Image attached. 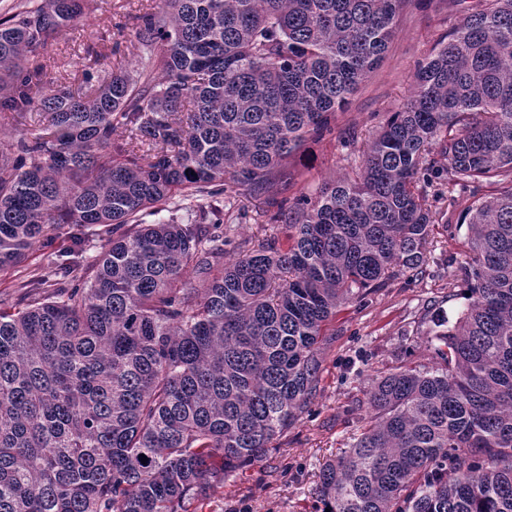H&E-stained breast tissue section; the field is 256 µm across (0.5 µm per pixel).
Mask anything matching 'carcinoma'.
Returning a JSON list of instances; mask_svg holds the SVG:
<instances>
[{
    "mask_svg": "<svg viewBox=\"0 0 512 512\" xmlns=\"http://www.w3.org/2000/svg\"><path fill=\"white\" fill-rule=\"evenodd\" d=\"M406 3L161 0L136 16L148 63L84 71L89 98L43 92L36 60L87 0L0 18V112L49 115L0 147V270L48 224L112 233L81 275L63 252L0 308V512H189L268 454L317 391L327 322L423 266L438 217L418 183L434 180L476 196L468 303L434 333L437 367L371 381L369 422L318 492L330 512H512V0L418 64L359 172L279 198L288 156L333 133ZM228 185L270 196L293 243L235 241L198 204ZM184 209L196 220L143 221Z\"/></svg>",
    "mask_w": 512,
    "mask_h": 512,
    "instance_id": "cac0c4a2",
    "label": "carcinoma"
}]
</instances>
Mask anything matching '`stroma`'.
<instances>
[{
  "label": "stroma",
  "mask_w": 512,
  "mask_h": 512,
  "mask_svg": "<svg viewBox=\"0 0 512 512\" xmlns=\"http://www.w3.org/2000/svg\"><path fill=\"white\" fill-rule=\"evenodd\" d=\"M159 2L88 0L85 15L37 53L45 66L46 88L80 91L87 69L104 75L138 69L146 51L134 17L139 8ZM479 7L480 0H408L378 68L359 85L350 106L337 113L335 134L309 140L289 156L284 197L316 195L326 182L359 167L365 142L407 100L417 64ZM424 194L446 220L432 229L422 273L394 278L342 307L327 329L324 370L308 412L274 441L267 456L232 473L190 512H322L316 491L319 469L361 432L370 380L408 361L433 366L431 339L438 323L455 321L465 307L457 268L471 257L467 231L460 224L468 193L433 184ZM219 201L235 239H274L288 246V229L271 221L266 195L236 187ZM50 235L52 247L31 251L25 269L45 266L52 249L70 245L77 262L85 263L109 238L100 227L69 233L54 229Z\"/></svg>",
  "instance_id": "35a3bbf8"
}]
</instances>
